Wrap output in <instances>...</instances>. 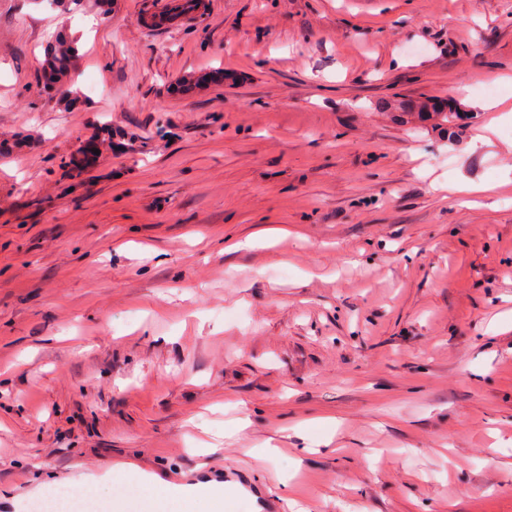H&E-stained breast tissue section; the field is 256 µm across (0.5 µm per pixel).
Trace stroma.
Returning <instances> with one entry per match:
<instances>
[{"label": "stroma", "instance_id": "35a3bbf8", "mask_svg": "<svg viewBox=\"0 0 512 512\" xmlns=\"http://www.w3.org/2000/svg\"><path fill=\"white\" fill-rule=\"evenodd\" d=\"M202 2L0 0V512L148 471L512 512V0ZM77 56L76 41L74 39L67 41L60 38L54 50H51L46 59L45 71L49 75L50 81L53 84H58L56 92L62 101L73 99L72 95L74 93L68 87L71 81V71ZM68 62H70L69 68ZM455 106L452 104H441L433 99H423L414 102L407 110L405 115L410 119L419 122H432L435 127L443 126L448 132V127L452 124L454 118L459 112H454Z\"/></svg>", "mask_w": 512, "mask_h": 512}]
</instances>
